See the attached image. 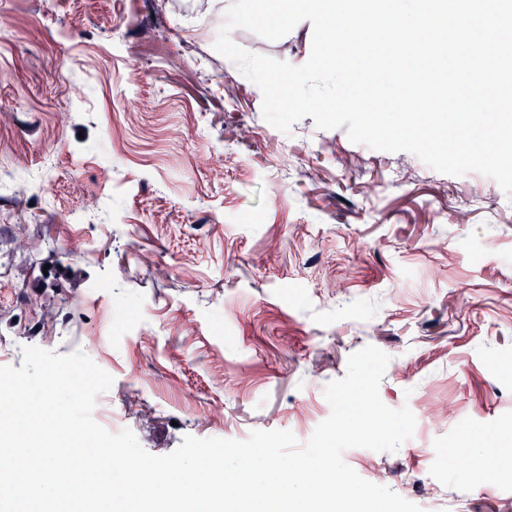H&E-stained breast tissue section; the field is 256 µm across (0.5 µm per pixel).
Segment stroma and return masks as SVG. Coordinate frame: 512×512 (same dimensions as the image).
Wrapping results in <instances>:
<instances>
[{"instance_id": "35a3bbf8", "label": "stroma", "mask_w": 512, "mask_h": 512, "mask_svg": "<svg viewBox=\"0 0 512 512\" xmlns=\"http://www.w3.org/2000/svg\"><path fill=\"white\" fill-rule=\"evenodd\" d=\"M224 0H0V343L83 352L154 455L185 436L307 442L365 346L381 400L437 415L362 478L422 512H512V199L477 172L269 124L215 48ZM243 49L294 66L312 24ZM87 255L65 256L73 234ZM462 453L459 473L449 456Z\"/></svg>"}]
</instances>
